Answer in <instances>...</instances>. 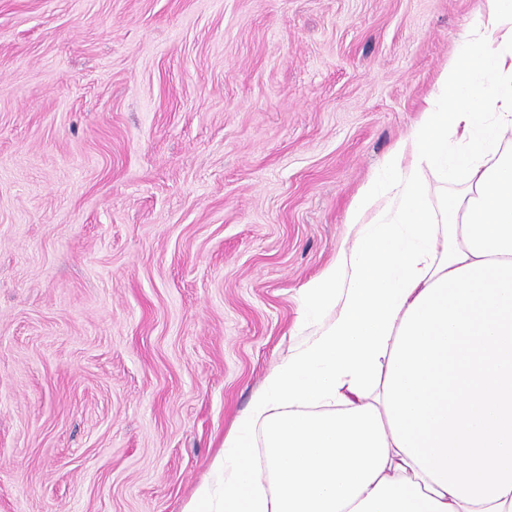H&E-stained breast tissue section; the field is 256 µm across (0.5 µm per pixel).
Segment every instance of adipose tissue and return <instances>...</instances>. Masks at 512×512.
Masks as SVG:
<instances>
[{"instance_id":"obj_1","label":"adipose tissue","mask_w":512,"mask_h":512,"mask_svg":"<svg viewBox=\"0 0 512 512\" xmlns=\"http://www.w3.org/2000/svg\"><path fill=\"white\" fill-rule=\"evenodd\" d=\"M345 224L182 512H512V0H483Z\"/></svg>"}]
</instances>
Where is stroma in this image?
I'll return each instance as SVG.
<instances>
[{"instance_id":"obj_1","label":"stroma","mask_w":512,"mask_h":512,"mask_svg":"<svg viewBox=\"0 0 512 512\" xmlns=\"http://www.w3.org/2000/svg\"><path fill=\"white\" fill-rule=\"evenodd\" d=\"M482 0H0V512H182Z\"/></svg>"}]
</instances>
